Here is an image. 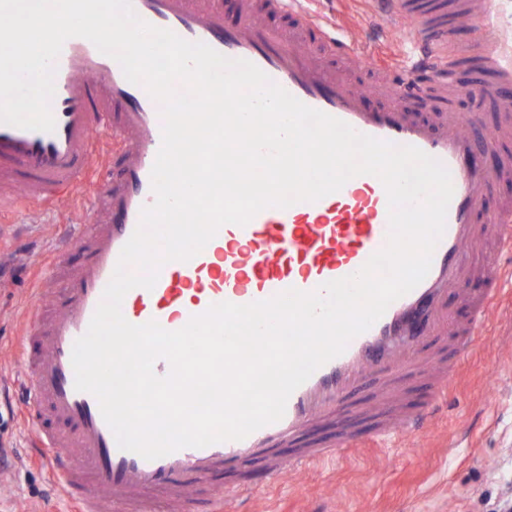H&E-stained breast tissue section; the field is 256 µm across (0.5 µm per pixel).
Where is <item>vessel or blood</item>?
<instances>
[{"instance_id":"1","label":"vessel or blood","mask_w":512,"mask_h":512,"mask_svg":"<svg viewBox=\"0 0 512 512\" xmlns=\"http://www.w3.org/2000/svg\"><path fill=\"white\" fill-rule=\"evenodd\" d=\"M303 2L241 0L238 20L229 26L219 0H131L147 23L205 43L227 58L252 62L302 103L357 132L438 159L450 173L454 194L430 271L298 387L279 421L241 440L186 447L154 460L120 449L97 398L76 390L71 355L142 209L155 201L151 170L163 120L160 104L143 86L129 82L115 59L88 39L69 38L55 61L54 131L0 123V205L20 189L29 203L41 207L68 201L79 190L92 197L88 222L70 229L69 243L82 259L68 270L49 305H35L21 356L25 403L37 424L33 444L49 453L53 476L72 512H168L172 503L177 512H191L194 489L214 472L234 476L227 493L241 499L251 492L249 483L237 480L247 466L261 464L274 480L287 470L341 459L364 440L353 424L356 412L345 400L366 382L374 388V423L366 440L380 446L423 434L447 406L459 363L482 336L502 294L500 265L479 253L486 243L512 252V203L487 205L500 180L512 177V158L504 157L496 172L480 160L484 151L500 148L499 130H490L479 143L468 133L478 112L451 109L436 123L403 104L423 97L422 75L448 77V24L421 14L415 0H373L385 23L412 18L416 24L409 52L382 66L397 103L371 109L293 33L270 29L260 20L265 12L288 13L309 40L361 62L356 40ZM464 21L476 34L468 58L489 76L470 89V97L477 102L496 97L502 112L511 114L512 44L504 39L498 0H482ZM95 129L111 139V154L98 156L91 141ZM388 231L386 190L378 177L360 175L317 202L271 207L247 225L221 226L191 260L165 263L153 289L130 290L122 313L130 323L154 320L172 331L223 301L244 305L291 288L312 291L357 272L386 246ZM452 295L465 303V316L449 310ZM418 376L427 390L422 403L411 406L409 383ZM325 419L339 420L336 440L304 441L306 430ZM283 446L292 448L291 456L279 455Z\"/></svg>"}]
</instances>
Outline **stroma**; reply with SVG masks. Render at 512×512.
<instances>
[{"mask_svg": "<svg viewBox=\"0 0 512 512\" xmlns=\"http://www.w3.org/2000/svg\"><path fill=\"white\" fill-rule=\"evenodd\" d=\"M318 8L359 34L368 57L350 72L370 85L368 105L387 107L391 94L372 88L377 63L371 52L401 45L376 30L371 0H319ZM469 62L455 68V91L429 81L432 106L469 110L459 88L483 80ZM88 198L58 208H31L25 200L6 207L9 225L0 237V512H70L46 465L32 461L30 436L14 402L24 369L18 356L30 311L44 289L62 285L65 229L86 214ZM451 404L427 434L398 439L386 448H361L345 459L269 483L261 468L246 473L255 489L237 512H493L502 490L512 489V294L491 313L481 342L464 358Z\"/></svg>", "mask_w": 512, "mask_h": 512, "instance_id": "obj_1", "label": "stroma"}]
</instances>
